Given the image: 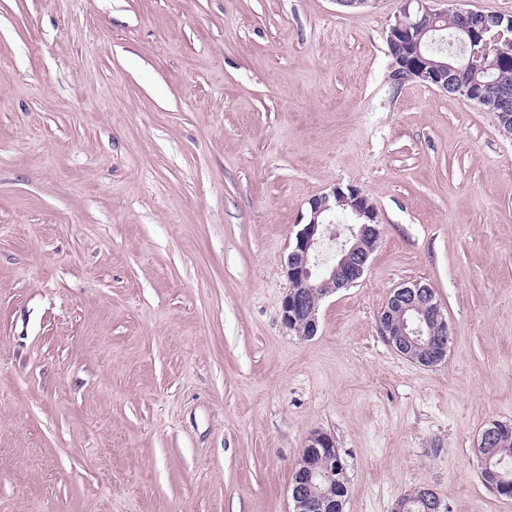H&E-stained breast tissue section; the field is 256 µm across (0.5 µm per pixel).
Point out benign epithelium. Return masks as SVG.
<instances>
[{
    "label": "benign epithelium",
    "instance_id": "7a95c632",
    "mask_svg": "<svg viewBox=\"0 0 512 512\" xmlns=\"http://www.w3.org/2000/svg\"><path fill=\"white\" fill-rule=\"evenodd\" d=\"M396 24L387 32L390 44L419 45L421 37L437 34L448 26V12L430 8L426 0H401ZM460 19L454 38L463 54H449L446 62L426 60L420 51L403 54L393 63V78L399 83L415 81L475 106L484 101V87L493 63L490 43L512 39V15L483 12L458 3ZM501 111L495 122L512 138V85L497 86ZM309 220L300 225L285 267L288 290L282 301L283 325L291 331L303 329L305 338L317 334L319 298L353 286L362 277L379 238L376 207L353 185L335 186L330 192L308 200ZM350 207L353 222L346 228L340 246L325 264L318 259L325 237L332 232L330 214L336 207ZM378 332L397 352L415 348L419 364L433 366L448 355V321L431 286L419 282L394 289L378 315ZM502 422L486 424L477 447L488 448L500 436ZM298 464L301 482L291 486L292 512H331L336 504L322 497L317 480L336 471V443L319 430L307 438Z\"/></svg>",
    "mask_w": 512,
    "mask_h": 512
}]
</instances>
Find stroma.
<instances>
[{
	"mask_svg": "<svg viewBox=\"0 0 512 512\" xmlns=\"http://www.w3.org/2000/svg\"><path fill=\"white\" fill-rule=\"evenodd\" d=\"M400 6L0 0V512H290L315 430L344 512H512L474 454L512 422V139L393 80ZM348 184L379 241L304 339L285 262ZM411 282L434 367L377 330ZM378 332L400 354L417 349L423 366L436 365L448 355V321L427 284L395 288L378 315Z\"/></svg>",
	"mask_w": 512,
	"mask_h": 512,
	"instance_id": "stroma-1",
	"label": "stroma"
}]
</instances>
